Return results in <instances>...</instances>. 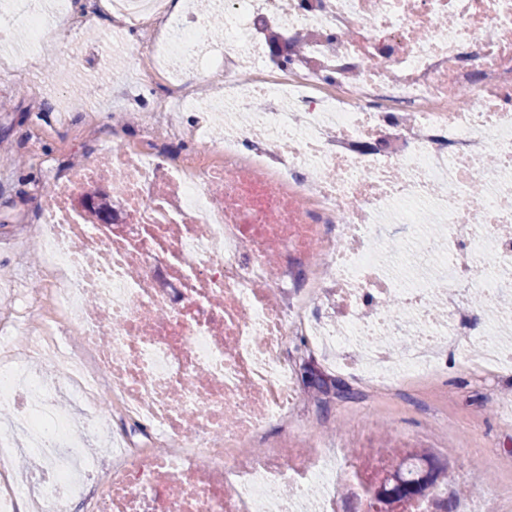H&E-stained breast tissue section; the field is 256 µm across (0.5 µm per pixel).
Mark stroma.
Masks as SVG:
<instances>
[{
	"label": "stroma",
	"mask_w": 512,
	"mask_h": 512,
	"mask_svg": "<svg viewBox=\"0 0 512 512\" xmlns=\"http://www.w3.org/2000/svg\"><path fill=\"white\" fill-rule=\"evenodd\" d=\"M11 57L14 68L25 59L34 66L29 78L40 88L31 94L16 86L11 73L0 70V311L11 308L16 288L37 267V253L16 254L11 246L16 225L35 224L47 207L50 190L46 167L62 172L75 161L93 159L112 143L118 116L141 111L148 87L138 86V73L114 40L106 12L79 34L66 36L58 48L41 54L31 50L26 30H15L0 44V57ZM94 116L97 137L83 141V123ZM41 133V160L26 151L31 131ZM477 352L454 351L442 357L439 387L421 390L397 386L364 399L350 375L340 380L350 396H321L312 387L305 394L325 399L323 430L329 442L356 438L361 427L377 430L380 447L396 437L412 435L426 425L425 403L439 401L456 432L437 457L448 464V476L463 492L495 493L512 486V376L491 385L474 381Z\"/></svg>",
	"instance_id": "1"
}]
</instances>
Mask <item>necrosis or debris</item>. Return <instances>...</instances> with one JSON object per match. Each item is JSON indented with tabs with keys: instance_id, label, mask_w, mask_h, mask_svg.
<instances>
[{
	"instance_id": "4bbe7bcc",
	"label": "necrosis or debris",
	"mask_w": 512,
	"mask_h": 512,
	"mask_svg": "<svg viewBox=\"0 0 512 512\" xmlns=\"http://www.w3.org/2000/svg\"><path fill=\"white\" fill-rule=\"evenodd\" d=\"M221 8L219 44L193 7L112 0L160 91L134 141L49 172L50 207L18 228L43 261L0 313V512H300L314 484L336 512L342 481L387 460L326 443L289 337L373 392L396 362L382 332L412 337L397 362L424 377L474 336L470 289L512 294V0ZM187 57L225 96L172 76ZM230 108L247 122L212 138ZM97 183L114 223L72 207ZM409 205L421 288L371 246Z\"/></svg>"
}]
</instances>
